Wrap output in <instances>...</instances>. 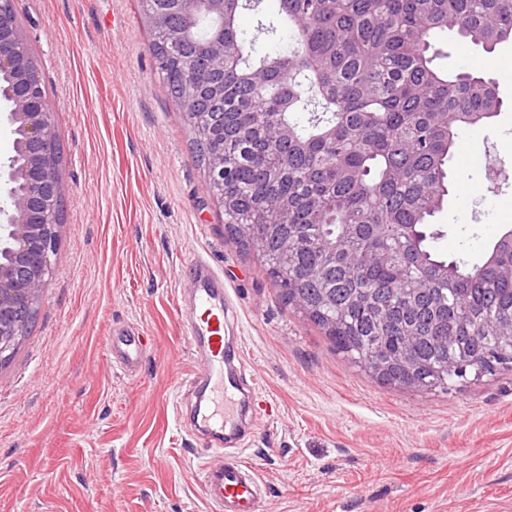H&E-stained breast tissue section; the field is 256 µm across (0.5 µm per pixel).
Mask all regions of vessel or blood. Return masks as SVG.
<instances>
[{
  "label": "vessel or blood",
  "instance_id": "1",
  "mask_svg": "<svg viewBox=\"0 0 512 512\" xmlns=\"http://www.w3.org/2000/svg\"><path fill=\"white\" fill-rule=\"evenodd\" d=\"M189 318L185 334L191 345H203L205 361L199 378L210 389L211 397L198 412L199 429L208 446L233 454L232 462L221 468L206 469L203 492L220 512H261L263 480L253 464L242 461L239 453L247 442L240 431L245 395L252 392L244 372L241 342L225 344L224 327L237 318L235 301L223 277L207 260H198L188 293ZM144 345L135 337H113L112 354L126 370L139 366Z\"/></svg>",
  "mask_w": 512,
  "mask_h": 512
}]
</instances>
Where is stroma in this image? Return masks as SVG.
I'll use <instances>...</instances> for the list:
<instances>
[{"instance_id":"stroma-1","label":"stroma","mask_w":512,"mask_h":512,"mask_svg":"<svg viewBox=\"0 0 512 512\" xmlns=\"http://www.w3.org/2000/svg\"><path fill=\"white\" fill-rule=\"evenodd\" d=\"M61 146L64 209L54 270L29 336L0 367V512H219L202 473L223 451L181 415L200 349L179 297L195 258L222 273L257 385L243 458L266 485L263 512H512V369L420 393L381 384L285 305L224 229L185 121L158 75L141 0H14ZM275 0L244 9L258 34ZM437 64L471 70L481 48L437 36ZM488 75L503 102L461 134L453 197L432 222L437 251L481 262L512 227V45ZM139 333L136 374L112 359L113 330Z\"/></svg>"}]
</instances>
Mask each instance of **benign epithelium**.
<instances>
[{"instance_id":"obj_1","label":"benign epithelium","mask_w":512,"mask_h":512,"mask_svg":"<svg viewBox=\"0 0 512 512\" xmlns=\"http://www.w3.org/2000/svg\"><path fill=\"white\" fill-rule=\"evenodd\" d=\"M13 0H0V73H21L25 82L11 87L6 119L14 135V154L0 162V234L11 246L0 260V366L22 345L34 320L41 290L51 275L61 212V153L41 76L17 35ZM186 17L199 5L224 14V0H176Z\"/></svg>"}]
</instances>
